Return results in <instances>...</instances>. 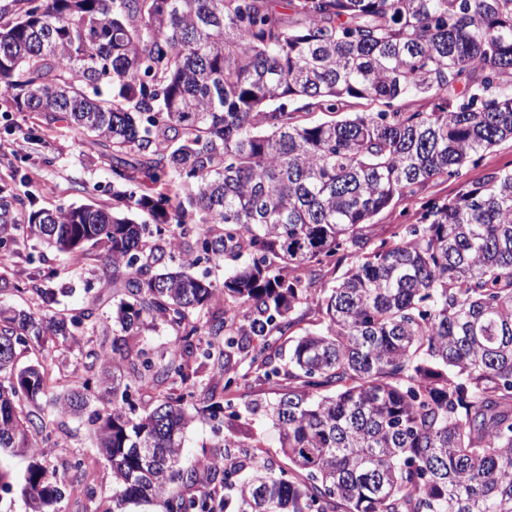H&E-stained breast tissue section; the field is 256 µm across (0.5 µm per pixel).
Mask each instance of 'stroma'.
I'll return each instance as SVG.
<instances>
[{
  "instance_id": "1",
  "label": "stroma",
  "mask_w": 512,
  "mask_h": 512,
  "mask_svg": "<svg viewBox=\"0 0 512 512\" xmlns=\"http://www.w3.org/2000/svg\"><path fill=\"white\" fill-rule=\"evenodd\" d=\"M31 131L40 141L29 144L25 161H16L11 147ZM46 152L55 155L54 165L43 163L42 155ZM0 185L12 186L20 194L32 192L39 209L112 200V180L103 160L84 150L79 135L64 120L49 121L28 112H15L6 119L0 117ZM458 190V183L453 181H429L415 197L399 201L393 209L374 218L371 232L375 244L390 243L396 225L410 223L416 210L425 202L452 197ZM46 260L60 272L57 286L70 290L69 296L46 306V313L87 306L89 296L85 292V278L72 272L69 257L50 252ZM275 390L273 383L262 379L252 381L236 393L231 404L223 407L214 421L190 428L183 447L185 462L210 457L215 445L223 443L224 439L235 438L242 427L251 429L254 444L266 457L281 462L275 431L265 420L246 410L251 400L273 397ZM54 422L59 426L56 441L43 447L42 458L64 476L58 512H104L112 505V471L92 447L86 423L66 415L55 416ZM75 459L83 460L94 471L97 498L92 505L83 504L74 473L66 468L67 463ZM30 462V457L0 451V467L12 474L10 486L0 488V512H29L21 485Z\"/></svg>"
}]
</instances>
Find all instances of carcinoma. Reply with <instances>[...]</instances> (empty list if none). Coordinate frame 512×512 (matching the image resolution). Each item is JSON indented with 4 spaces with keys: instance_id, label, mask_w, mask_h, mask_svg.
<instances>
[{
    "instance_id": "obj_1",
    "label": "carcinoma",
    "mask_w": 512,
    "mask_h": 512,
    "mask_svg": "<svg viewBox=\"0 0 512 512\" xmlns=\"http://www.w3.org/2000/svg\"><path fill=\"white\" fill-rule=\"evenodd\" d=\"M0 112L64 118L112 175L110 206L27 212L0 185V249L66 254L89 293L97 247L119 298L114 314L95 296L0 305V448L33 457L31 512L62 496L36 459L55 415L88 417L110 512H220L217 485L232 512H512V167L464 179L512 141V0H0ZM435 179L461 188L375 246L373 218ZM243 251L221 282L187 272ZM338 253L349 267L315 287ZM57 276L34 271L29 291L67 294ZM310 297L323 329L281 368ZM158 320L177 326L160 358L129 341ZM79 336L100 340L88 375L54 372L48 339ZM194 357L224 368L227 394L261 362L278 391L248 411L288 468L246 432L183 464L187 429L220 409L162 393ZM124 367L155 392L139 414Z\"/></svg>"
}]
</instances>
